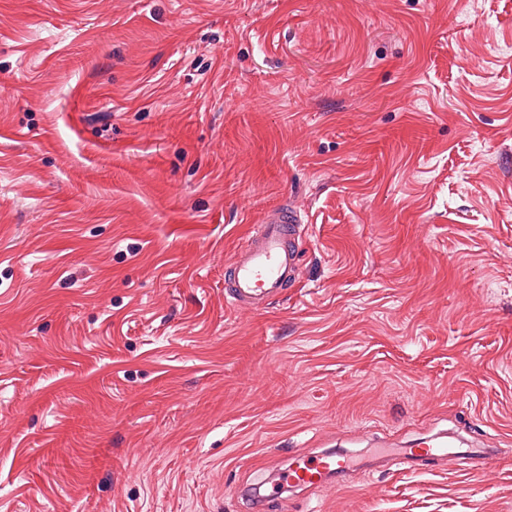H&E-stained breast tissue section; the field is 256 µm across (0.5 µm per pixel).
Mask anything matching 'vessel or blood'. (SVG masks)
<instances>
[{
	"label": "vessel or blood",
	"mask_w": 512,
	"mask_h": 512,
	"mask_svg": "<svg viewBox=\"0 0 512 512\" xmlns=\"http://www.w3.org/2000/svg\"><path fill=\"white\" fill-rule=\"evenodd\" d=\"M302 219L294 208L271 210L263 219L261 231L247 241L233 261V275L225 294L227 304L258 311L276 298L285 286L296 280L300 266L297 228ZM344 455L325 453L294 457L285 476L291 485L317 486L330 474L349 470Z\"/></svg>",
	"instance_id": "1"
}]
</instances>
